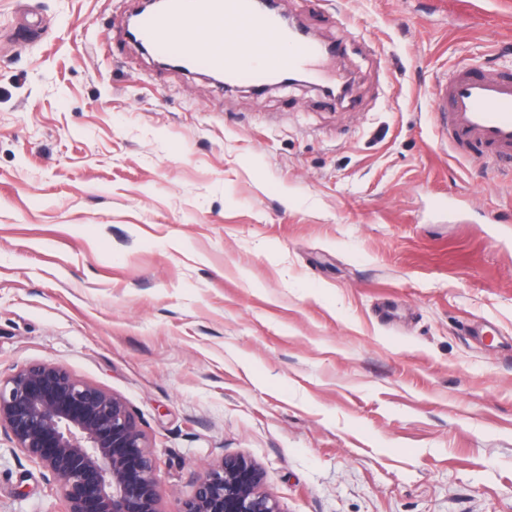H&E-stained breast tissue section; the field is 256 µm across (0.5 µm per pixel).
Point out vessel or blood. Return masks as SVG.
Listing matches in <instances>:
<instances>
[{"label":"vessel or blood","mask_w":512,"mask_h":512,"mask_svg":"<svg viewBox=\"0 0 512 512\" xmlns=\"http://www.w3.org/2000/svg\"><path fill=\"white\" fill-rule=\"evenodd\" d=\"M199 25L224 29V45L185 38V30ZM243 31L256 34V42L240 39ZM137 36L157 56H180L255 90L263 89L272 76L308 70L317 61L341 56L340 48L289 35L260 0H168L163 12L140 15ZM255 48L267 57V66L242 65V56ZM434 96L443 131L457 146L478 147L493 166L512 162V74L462 67L437 82Z\"/></svg>","instance_id":"vessel-or-blood-1"}]
</instances>
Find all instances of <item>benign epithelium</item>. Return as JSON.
<instances>
[{
    "instance_id": "1",
    "label": "benign epithelium",
    "mask_w": 512,
    "mask_h": 512,
    "mask_svg": "<svg viewBox=\"0 0 512 512\" xmlns=\"http://www.w3.org/2000/svg\"><path fill=\"white\" fill-rule=\"evenodd\" d=\"M0 430L56 478L60 512H161L158 462L135 413L63 366L32 362L0 376ZM262 481L246 457L225 456L179 512H280Z\"/></svg>"
}]
</instances>
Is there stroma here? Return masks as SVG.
<instances>
[{
    "mask_svg": "<svg viewBox=\"0 0 512 512\" xmlns=\"http://www.w3.org/2000/svg\"><path fill=\"white\" fill-rule=\"evenodd\" d=\"M135 0H0V374L120 396L163 512L224 456L280 512H512V179L434 85L512 0H280L352 84L157 66ZM0 431V512H59Z\"/></svg>",
    "mask_w": 512,
    "mask_h": 512,
    "instance_id": "obj_1",
    "label": "stroma"
}]
</instances>
